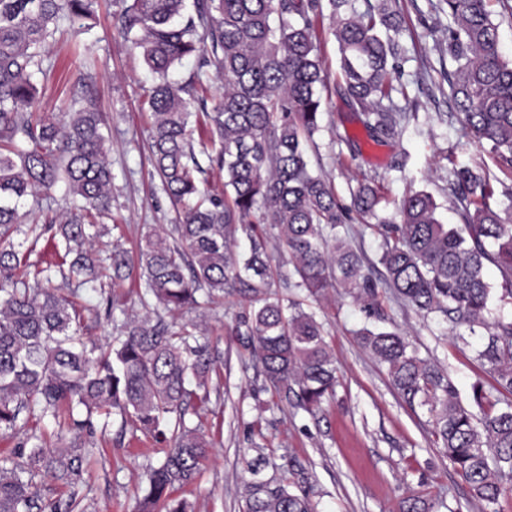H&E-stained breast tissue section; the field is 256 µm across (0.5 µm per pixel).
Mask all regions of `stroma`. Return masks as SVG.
<instances>
[{
	"label": "stroma",
	"mask_w": 512,
	"mask_h": 512,
	"mask_svg": "<svg viewBox=\"0 0 512 512\" xmlns=\"http://www.w3.org/2000/svg\"><path fill=\"white\" fill-rule=\"evenodd\" d=\"M399 5L403 30L398 76L404 91L394 101L408 113V120L395 137L380 144L368 142L340 92L325 90L314 169L322 170L346 206L352 186L376 180L385 195L379 213L392 219L407 193L425 190L438 203L443 223H463V208L448 184V172L455 166L489 179L495 189L493 207L511 206L512 178L498 169L488 147L471 142L451 101L445 75L456 64L435 43L429 0H399ZM115 10V0H96L95 17L76 49L68 45L73 23L61 22L44 62L46 73L36 83L42 112L63 120L74 98L76 65L86 56L95 60V96L108 120L114 175L112 217L98 247L107 250L118 241L131 250L145 232L174 224L177 214L149 160L152 117L144 90L153 76L139 52L117 33ZM13 238L20 245L21 273H29L39 262L63 260V247L50 235L36 240L20 231ZM104 295L114 299L113 311L101 303ZM77 301L89 309L83 336L99 346L117 336L127 319L145 313L127 280L101 295L79 291ZM381 301L421 355L447 370L461 398H468L475 381L493 386L492 376L475 358L478 339L468 329H461L459 338L446 339L434 320L423 319L390 295H382ZM247 307L240 297L217 293L196 310L165 317L169 323L197 324L223 374L219 391L211 393L206 407L186 414L187 424L201 427L212 443L201 474L181 491L196 512H239L252 479L249 466L259 458L266 477L291 482L296 469H304L317 512H397L399 500L409 492L445 498L452 512H512V492L494 505L469 497L463 480L436 447L424 417L401 403L382 367L359 344L356 332L365 315L349 299L332 290L315 305L340 384L335 401L314 415L280 402L266 388L244 337L234 332ZM22 433L40 437L47 448H65L72 441L64 418L38 411L23 416ZM19 434L0 433V459L14 451ZM87 445L80 492L84 512H135L144 472L162 458V447L142 432L122 428L116 415Z\"/></svg>",
	"instance_id": "35a3bbf8"
}]
</instances>
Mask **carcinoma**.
<instances>
[{"mask_svg": "<svg viewBox=\"0 0 512 512\" xmlns=\"http://www.w3.org/2000/svg\"><path fill=\"white\" fill-rule=\"evenodd\" d=\"M398 0H118V32L139 50L157 81L149 94L153 123L151 162L162 191L178 213L168 230L143 235L131 252L113 246L95 251L104 225L86 222L112 212V168L106 120L97 109L92 76L78 69L67 119L58 123L38 111L34 77L44 73V52L62 19H91L95 0H0V431H15L20 415L38 409L67 412V427L80 441L95 432V417L117 415L168 447L164 460L145 475L139 512H193L172 497L195 481L211 443L185 422L188 408L210 397L221 378L208 345L162 318L128 320L106 347L81 336L85 308L52 287V265L33 281L18 278L21 201L42 207L59 181L72 206L54 235L71 255L62 278L96 288L102 264L112 283L132 275L148 300L170 313L195 309L216 292L247 298L251 310L236 332L252 350V363L267 386L314 414L336 393L335 359L323 323L307 300L340 288L366 314L356 336L385 369L391 387L411 411H424L432 435L465 482L471 497L494 504L512 491V319L490 320L493 300L512 303V206L500 211L493 189L469 168H453L448 182L465 203L463 227L443 224L424 191L401 200L400 222L378 214L381 196L361 181L352 207L375 221L381 241L374 277L365 256L341 231L349 212L331 182L315 173L307 148L321 131L322 91L328 76L314 22L329 9L340 54L339 88L368 135L383 141L395 133L403 112L393 94L404 93L395 77L401 33ZM491 0H436L432 10L448 18L442 41L456 68L448 78L465 126L488 144L498 168L512 176V58L504 55ZM198 70L184 81L169 78L184 58ZM224 79L218 106L206 108L202 73ZM199 124L216 146L203 166L194 149ZM224 173V191L202 188ZM288 253L295 297L274 289L269 251ZM500 272L501 287L486 280L485 263ZM424 318L450 326L483 328L488 335L476 359L496 379L495 391L477 380L463 402L453 380L436 362L420 356L408 334L393 325L381 291ZM50 476L69 494L40 504L37 478ZM308 477L285 483L275 476L248 483L242 512H316ZM83 485L79 446L50 452L26 436L0 461V512H75ZM442 500L401 499L398 512H440Z\"/></svg>", "mask_w": 512, "mask_h": 512, "instance_id": "obj_1", "label": "carcinoma"}]
</instances>
